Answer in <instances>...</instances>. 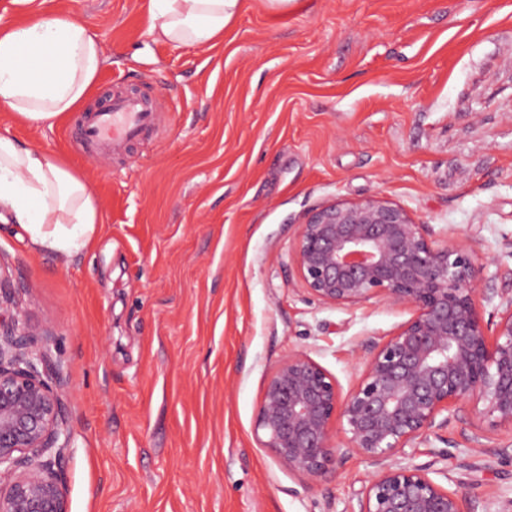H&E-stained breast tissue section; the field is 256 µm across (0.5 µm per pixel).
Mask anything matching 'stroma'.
I'll list each match as a JSON object with an SVG mask.
<instances>
[{
	"instance_id": "1",
	"label": "stroma",
	"mask_w": 512,
	"mask_h": 512,
	"mask_svg": "<svg viewBox=\"0 0 512 512\" xmlns=\"http://www.w3.org/2000/svg\"><path fill=\"white\" fill-rule=\"evenodd\" d=\"M67 15L107 62L53 128L0 132L64 159L101 214L61 260L0 224L11 311L53 333L71 443L69 512H355L372 464L288 473L254 426L267 376L303 350L357 382L409 308L309 300L292 269L307 213L376 197L465 240L512 296V0H241L213 47L149 35L150 0H0V28ZM149 85L157 134L107 159L75 138L108 91ZM483 431L494 452L467 438ZM447 487L512 512V430L468 403L442 429Z\"/></svg>"
}]
</instances>
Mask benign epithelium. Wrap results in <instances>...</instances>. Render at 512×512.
<instances>
[{"label":"benign epithelium","mask_w":512,"mask_h":512,"mask_svg":"<svg viewBox=\"0 0 512 512\" xmlns=\"http://www.w3.org/2000/svg\"><path fill=\"white\" fill-rule=\"evenodd\" d=\"M293 268L309 298L356 307L411 308L391 335L365 345L356 386L296 351L266 379L255 431L288 472L313 482L338 473L345 453L374 466L357 512H473L430 466L403 465L406 449L442 439L462 405H483L512 429V298L484 318L482 267L468 242L432 239L403 207L377 198L334 201L299 225ZM49 327L0 313V512H67L62 462L71 431ZM342 423L344 448L333 444Z\"/></svg>","instance_id":"benign-epithelium-1"}]
</instances>
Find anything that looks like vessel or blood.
<instances>
[{"label":"vessel or blood","mask_w":512,"mask_h":512,"mask_svg":"<svg viewBox=\"0 0 512 512\" xmlns=\"http://www.w3.org/2000/svg\"><path fill=\"white\" fill-rule=\"evenodd\" d=\"M156 121L155 108L144 99L115 95L88 118L82 135L92 144L121 145L138 140L146 130L155 126Z\"/></svg>","instance_id":"obj_1"}]
</instances>
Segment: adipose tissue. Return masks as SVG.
I'll list each match as a JSON object with an SVG mask.
<instances>
[{
  "label": "adipose tissue",
  "instance_id": "obj_1",
  "mask_svg": "<svg viewBox=\"0 0 512 512\" xmlns=\"http://www.w3.org/2000/svg\"><path fill=\"white\" fill-rule=\"evenodd\" d=\"M149 33L174 46L223 38L240 0H152ZM105 58L82 22L54 16L0 33V109L53 128L89 95ZM22 228L36 249H85L100 213L90 185L60 159L0 133V220Z\"/></svg>",
  "mask_w": 512,
  "mask_h": 512
}]
</instances>
